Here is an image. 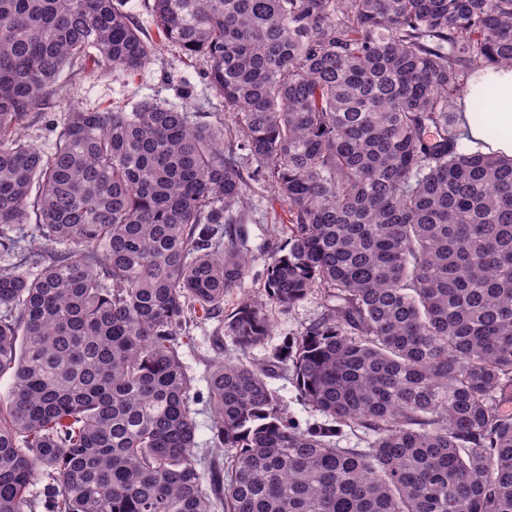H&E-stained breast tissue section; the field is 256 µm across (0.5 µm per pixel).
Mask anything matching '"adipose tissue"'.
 <instances>
[{"instance_id": "1", "label": "adipose tissue", "mask_w": 512, "mask_h": 512, "mask_svg": "<svg viewBox=\"0 0 512 512\" xmlns=\"http://www.w3.org/2000/svg\"><path fill=\"white\" fill-rule=\"evenodd\" d=\"M458 124L473 149L512 158V66L475 69L462 92Z\"/></svg>"}]
</instances>
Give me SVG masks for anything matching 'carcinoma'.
<instances>
[{"mask_svg":"<svg viewBox=\"0 0 512 512\" xmlns=\"http://www.w3.org/2000/svg\"><path fill=\"white\" fill-rule=\"evenodd\" d=\"M151 11L157 43L120 0H0V512H512V159L462 143L453 109L476 68L512 66V0ZM166 44L235 128L144 98L63 113L47 151L19 135L64 72ZM238 150L291 215L267 300L317 290L327 313L265 364H213L220 461L178 347L249 268ZM265 307L224 314L241 352ZM277 368L327 424L288 417Z\"/></svg>","mask_w":512,"mask_h":512,"instance_id":"cac0c4a2","label":"carcinoma"}]
</instances>
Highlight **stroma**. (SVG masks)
Instances as JSON below:
<instances>
[{"instance_id": "35a3bbf8", "label": "stroma", "mask_w": 512, "mask_h": 512, "mask_svg": "<svg viewBox=\"0 0 512 512\" xmlns=\"http://www.w3.org/2000/svg\"><path fill=\"white\" fill-rule=\"evenodd\" d=\"M205 71L206 66L201 61L179 56L177 50L167 46L156 52L141 71L131 75L120 70L103 73L96 69H86L77 75L68 76L65 98H50L40 118L25 121V138L40 148H50L55 138L53 125L70 107L105 108L123 104L135 96L170 104L185 102L191 111L204 115L220 112L224 115L225 125L234 126L233 112L226 110L220 100L212 97ZM237 166L244 180L245 200L242 206L233 209L232 215L237 227L248 237L251 262L240 287L224 296V308L228 311L234 309L244 297L262 291L268 259L273 252L284 247L285 226L290 221L287 203L277 196L267 182L254 178L256 164L245 152H238ZM324 312V302L317 293L310 294L291 307L267 304L266 314L273 329L264 344L254 347L245 355L254 362L267 361L285 339L299 336L306 327L320 319ZM179 353L187 373L193 379V391L199 399L198 441L202 444L211 443L214 431L205 402L210 366L216 360L233 359L242 354L228 337L224 320L220 317L198 322L191 330L189 341L180 347ZM269 385L276 391L289 417L301 426L324 423L322 414L300 402L287 372L280 371L272 375Z\"/></svg>"}]
</instances>
